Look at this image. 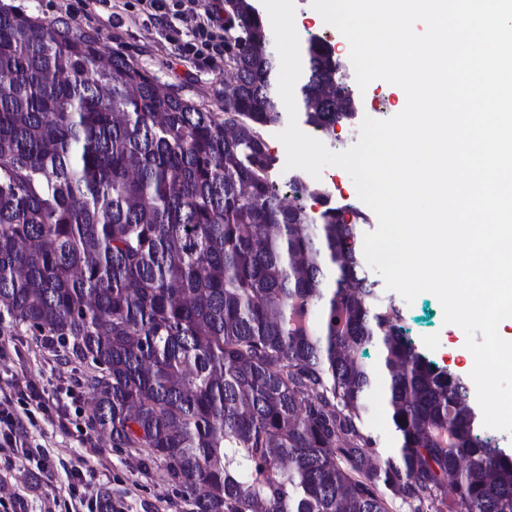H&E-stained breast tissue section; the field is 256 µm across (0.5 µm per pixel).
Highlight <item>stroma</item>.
I'll return each instance as SVG.
<instances>
[{"label":"stroma","instance_id":"1","mask_svg":"<svg viewBox=\"0 0 512 512\" xmlns=\"http://www.w3.org/2000/svg\"><path fill=\"white\" fill-rule=\"evenodd\" d=\"M50 22H70L91 31L100 51L118 52L154 76L165 91L177 92L209 111L223 109L224 83L233 76L229 57L198 68L182 57L178 43L191 38L195 9L186 0L180 11L161 22L142 13L137 0H0ZM295 28L300 44L319 38L343 42V35L324 23L311 0H295ZM361 112L383 120L406 104L404 91L377 80L360 96ZM384 302L400 311L399 325L429 360L469 380L474 358L462 329L444 321L439 299L425 292L406 303L383 291ZM62 349L10 320L0 321V398L12 401L20 416L19 431L40 447L51 462L34 475L25 459L0 454V512H88L100 492H109L112 512H193L189 497L169 479L161 461L148 460L137 448L115 446L108 432L89 421L94 395L83 384L86 364L64 359ZM44 393L42 405L26 400L28 383Z\"/></svg>","mask_w":512,"mask_h":512}]
</instances>
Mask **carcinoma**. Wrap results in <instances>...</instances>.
I'll list each match as a JSON object with an SVG mask.
<instances>
[{"label":"carcinoma","mask_w":512,"mask_h":512,"mask_svg":"<svg viewBox=\"0 0 512 512\" xmlns=\"http://www.w3.org/2000/svg\"><path fill=\"white\" fill-rule=\"evenodd\" d=\"M224 13L254 48L221 118L80 26L0 8V318L90 365L91 423L162 460L194 512H512V455L379 305L366 214L280 196L272 35L258 0ZM305 60L297 111L329 135L359 101L336 110L340 56L314 40ZM380 389L395 459L362 427Z\"/></svg>","instance_id":"1"}]
</instances>
